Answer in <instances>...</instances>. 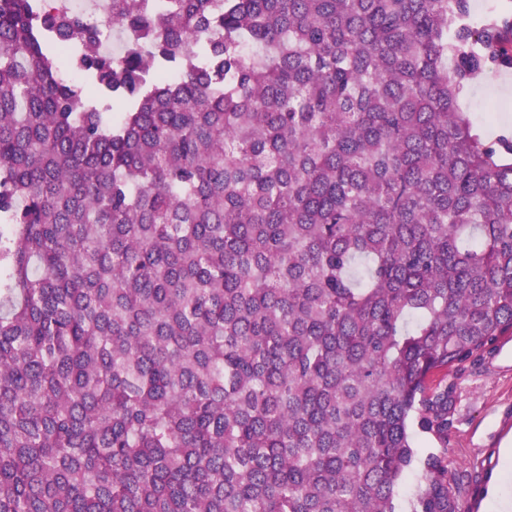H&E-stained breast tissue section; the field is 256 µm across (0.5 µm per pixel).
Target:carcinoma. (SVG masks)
I'll list each match as a JSON object with an SVG mask.
<instances>
[{"instance_id":"carcinoma-1","label":"carcinoma","mask_w":512,"mask_h":512,"mask_svg":"<svg viewBox=\"0 0 512 512\" xmlns=\"http://www.w3.org/2000/svg\"><path fill=\"white\" fill-rule=\"evenodd\" d=\"M470 10L112 0L113 57L0 0V512H398L420 433L410 512H458L445 378L512 335Z\"/></svg>"}]
</instances>
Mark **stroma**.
<instances>
[{
    "label": "stroma",
    "instance_id": "35a3bbf8",
    "mask_svg": "<svg viewBox=\"0 0 512 512\" xmlns=\"http://www.w3.org/2000/svg\"><path fill=\"white\" fill-rule=\"evenodd\" d=\"M494 101L497 122L512 124V68H489L474 79L460 107L475 128H486L484 104ZM453 417L448 431V470L463 477L459 512H494L490 486L512 499V460L500 453L512 433V335L502 336L478 361L449 370Z\"/></svg>",
    "mask_w": 512,
    "mask_h": 512
}]
</instances>
